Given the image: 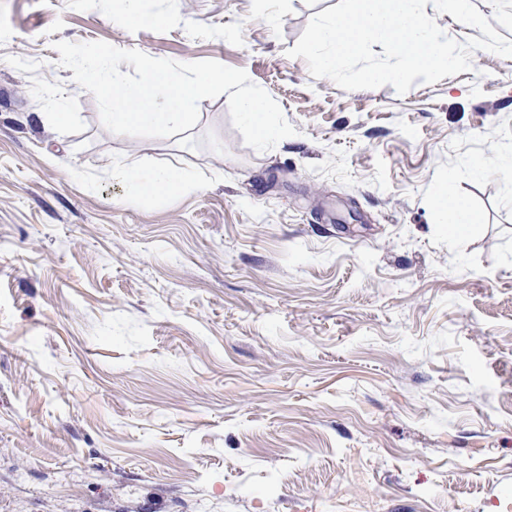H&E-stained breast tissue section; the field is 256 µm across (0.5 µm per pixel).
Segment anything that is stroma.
<instances>
[{
  "label": "stroma",
  "instance_id": "stroma-1",
  "mask_svg": "<svg viewBox=\"0 0 512 512\" xmlns=\"http://www.w3.org/2000/svg\"><path fill=\"white\" fill-rule=\"evenodd\" d=\"M338 2L0 0V512H512V57L347 91L286 54ZM60 40L245 70L296 133L112 134ZM174 158L199 190L109 177ZM135 4L133 10L123 17V20L127 24H138L143 22H152L155 24H166L173 22L174 17L169 14L156 13L154 11L147 12L146 4L147 0H126ZM453 176H448L438 185L435 203L442 218V224H448V236L460 234L464 224H469L472 212L468 201L453 191Z\"/></svg>",
  "mask_w": 512,
  "mask_h": 512
}]
</instances>
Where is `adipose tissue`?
<instances>
[{
	"label": "adipose tissue",
	"instance_id": "1",
	"mask_svg": "<svg viewBox=\"0 0 512 512\" xmlns=\"http://www.w3.org/2000/svg\"><path fill=\"white\" fill-rule=\"evenodd\" d=\"M111 179L126 186L133 196L141 195H179L196 191L198 185L191 180L176 164L162 168L141 169L132 165L113 166ZM435 203L443 223L448 226L449 235L462 232L465 224L470 223L472 212L468 201L453 190L452 182H441L435 194Z\"/></svg>",
	"mask_w": 512,
	"mask_h": 512
}]
</instances>
